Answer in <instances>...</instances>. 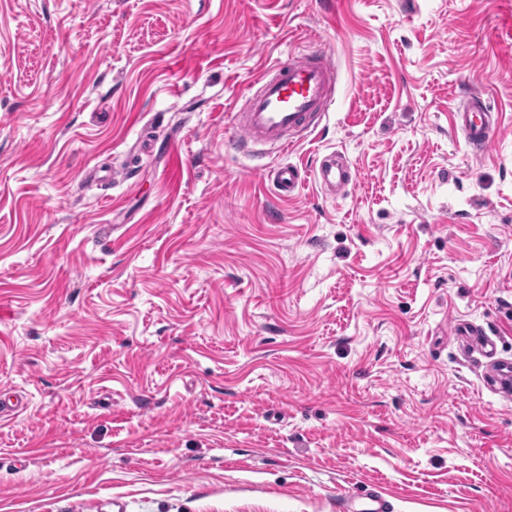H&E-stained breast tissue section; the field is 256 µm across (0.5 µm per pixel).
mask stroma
<instances>
[{
	"instance_id": "obj_1",
	"label": "stroma",
	"mask_w": 512,
	"mask_h": 512,
	"mask_svg": "<svg viewBox=\"0 0 512 512\" xmlns=\"http://www.w3.org/2000/svg\"><path fill=\"white\" fill-rule=\"evenodd\" d=\"M511 14L0 0V399L25 401L0 512H341L374 488L512 512ZM321 51L317 129L225 150L246 88ZM475 94L500 126L479 156L452 119ZM332 152L353 178L330 192ZM349 177V166L342 161L336 160L334 153L330 159H324L314 172V178L321 186L347 181ZM266 174L277 193L282 197L291 195L303 181L300 170L290 164L269 170Z\"/></svg>"
}]
</instances>
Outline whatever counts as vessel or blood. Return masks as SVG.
I'll list each match as a JSON object with an SVG mask.
<instances>
[{
	"label": "vessel or blood",
	"instance_id": "b4317fda",
	"mask_svg": "<svg viewBox=\"0 0 512 512\" xmlns=\"http://www.w3.org/2000/svg\"><path fill=\"white\" fill-rule=\"evenodd\" d=\"M335 75L334 64L326 53L316 61L278 65L262 75L248 87L242 108L233 115L242 143L277 149L294 146L298 136L328 111ZM454 124L474 153L485 151L491 141L493 121L481 99L461 102L454 114ZM267 177L284 197L291 195L303 181L300 170L290 164L268 171ZM348 177V165L333 158L321 161L314 172L315 180L322 186L347 181Z\"/></svg>",
	"mask_w": 512,
	"mask_h": 512
}]
</instances>
